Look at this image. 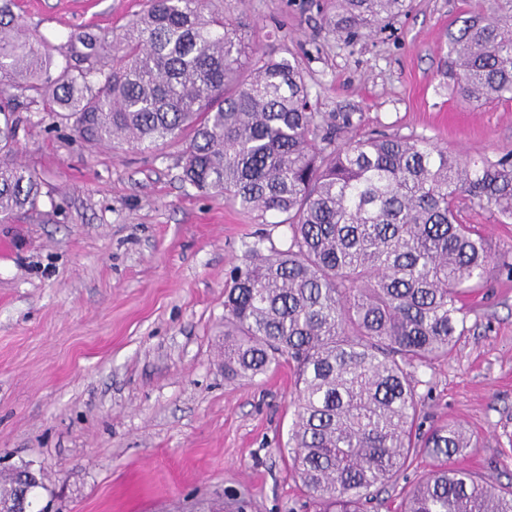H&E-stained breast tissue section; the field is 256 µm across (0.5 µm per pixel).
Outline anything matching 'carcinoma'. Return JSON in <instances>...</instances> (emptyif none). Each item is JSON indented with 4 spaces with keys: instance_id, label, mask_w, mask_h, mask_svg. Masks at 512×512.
Masks as SVG:
<instances>
[{
    "instance_id": "1",
    "label": "carcinoma",
    "mask_w": 512,
    "mask_h": 512,
    "mask_svg": "<svg viewBox=\"0 0 512 512\" xmlns=\"http://www.w3.org/2000/svg\"><path fill=\"white\" fill-rule=\"evenodd\" d=\"M408 0H336L327 31L352 40L407 11ZM450 34L466 101L512 99V0ZM74 33L53 63L0 0V221L36 207L40 183L15 161L14 101L74 117L81 137L142 150L185 142L181 180L246 211L277 217L284 249L246 245L224 284V378L252 381L285 359L296 375L288 456L318 512H366L419 454L432 468L399 512H512V491L448 465L471 445L459 424L424 434L422 381L467 332L465 297L483 286L485 235L459 200L512 221V154L471 161L423 135L336 142L286 58L244 70L224 9L150 0L113 53ZM76 57L80 65L71 66ZM29 464L0 477V508L18 506Z\"/></svg>"
}]
</instances>
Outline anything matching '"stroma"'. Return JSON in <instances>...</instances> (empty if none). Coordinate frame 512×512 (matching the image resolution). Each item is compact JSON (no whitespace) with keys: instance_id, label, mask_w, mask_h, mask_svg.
<instances>
[{"instance_id":"stroma-1","label":"stroma","mask_w":512,"mask_h":512,"mask_svg":"<svg viewBox=\"0 0 512 512\" xmlns=\"http://www.w3.org/2000/svg\"><path fill=\"white\" fill-rule=\"evenodd\" d=\"M237 26L247 62L299 66L314 111L349 117L338 140L426 136L453 154L512 152V100L464 101L440 73L448 35L494 0H412L355 41L324 27L330 0H207ZM147 0H13L48 51L73 32L116 37ZM19 163L35 209L0 223V472L44 476L40 512H314L288 467L292 366L224 377V282L247 243L287 230L181 181L184 143H88L20 101ZM492 261L467 298L468 332L415 376L425 427L460 422L454 459L512 487V223L461 199Z\"/></svg>"}]
</instances>
